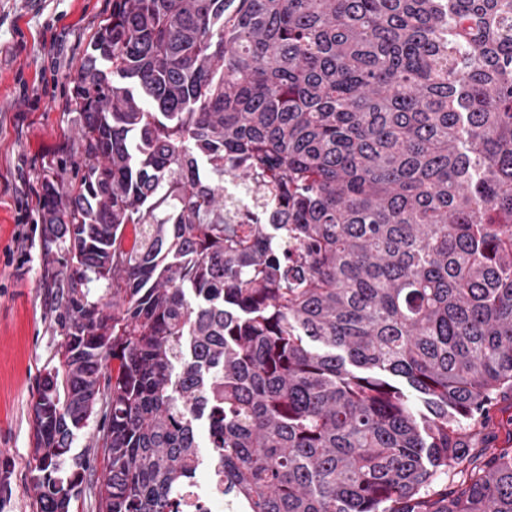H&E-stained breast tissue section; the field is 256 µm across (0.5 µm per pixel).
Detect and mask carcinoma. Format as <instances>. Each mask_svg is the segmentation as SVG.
I'll use <instances>...</instances> for the list:
<instances>
[{
    "mask_svg": "<svg viewBox=\"0 0 512 512\" xmlns=\"http://www.w3.org/2000/svg\"><path fill=\"white\" fill-rule=\"evenodd\" d=\"M72 102L37 512L96 417V512H185L202 427L230 512H512L462 427L512 392V0H112Z\"/></svg>",
    "mask_w": 512,
    "mask_h": 512,
    "instance_id": "cac0c4a2",
    "label": "carcinoma"
}]
</instances>
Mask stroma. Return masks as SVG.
<instances>
[{
    "label": "stroma",
    "mask_w": 512,
    "mask_h": 512,
    "mask_svg": "<svg viewBox=\"0 0 512 512\" xmlns=\"http://www.w3.org/2000/svg\"><path fill=\"white\" fill-rule=\"evenodd\" d=\"M112 0H0V512H36L32 403L57 363L61 310L42 288L55 258L36 232L16 243L19 202H34L43 180L67 181L81 163L71 93L88 43ZM22 245L23 265L3 251ZM512 437V393L492 406L474 445Z\"/></svg>",
    "instance_id": "35a3bbf8"
}]
</instances>
